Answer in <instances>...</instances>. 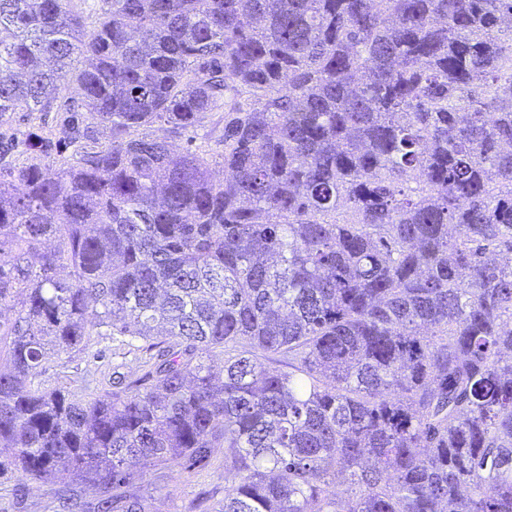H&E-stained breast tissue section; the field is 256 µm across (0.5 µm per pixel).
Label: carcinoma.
<instances>
[{
  "label": "carcinoma",
  "instance_id": "obj_1",
  "mask_svg": "<svg viewBox=\"0 0 512 512\" xmlns=\"http://www.w3.org/2000/svg\"><path fill=\"white\" fill-rule=\"evenodd\" d=\"M70 2L0 0V123L75 151L0 165V473L149 512L222 446L220 512H512V0ZM102 334L141 378L33 387ZM44 113L45 112H16L10 122L12 127L10 128V125L0 126V132L6 131L7 134L14 133L20 136L21 134L26 135L30 131L41 134L42 130L51 128L57 139H63L65 135L62 127L57 125L53 119L55 112H51L47 116L44 115ZM22 115L27 116L22 117ZM210 118H205L198 124L196 129H190L183 134L169 136L168 139L171 149L175 153H183L185 149L205 150L210 145L207 140V133L210 130Z\"/></svg>",
  "mask_w": 512,
  "mask_h": 512
}]
</instances>
